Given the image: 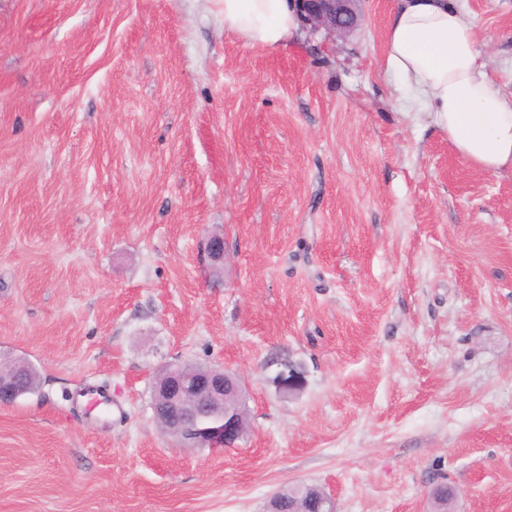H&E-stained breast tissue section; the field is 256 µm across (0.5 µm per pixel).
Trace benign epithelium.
Segmentation results:
<instances>
[{
	"label": "benign epithelium",
	"instance_id": "1",
	"mask_svg": "<svg viewBox=\"0 0 512 512\" xmlns=\"http://www.w3.org/2000/svg\"><path fill=\"white\" fill-rule=\"evenodd\" d=\"M306 28L324 40H345L358 28L361 3L364 0H295ZM207 254L214 270L224 267V239L210 238ZM27 361L16 359L0 366V405L13 403L18 392L15 373L24 369ZM242 390L240 379L220 368L200 371L185 370L180 366L166 367L156 378L154 398L169 416L168 433L184 447L234 448L246 432L241 414L225 409L224 401L231 393ZM202 408L215 418L219 426L212 431L198 430L193 424L192 409Z\"/></svg>",
	"mask_w": 512,
	"mask_h": 512
}]
</instances>
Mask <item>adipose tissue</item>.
<instances>
[{
	"instance_id": "obj_1",
	"label": "adipose tissue",
	"mask_w": 512,
	"mask_h": 512,
	"mask_svg": "<svg viewBox=\"0 0 512 512\" xmlns=\"http://www.w3.org/2000/svg\"><path fill=\"white\" fill-rule=\"evenodd\" d=\"M224 30L252 47L295 44L302 18L294 0H220ZM382 65L471 166L512 172V96L488 73L475 27L457 0H395Z\"/></svg>"
}]
</instances>
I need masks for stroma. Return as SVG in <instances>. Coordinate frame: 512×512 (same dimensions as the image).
I'll list each match as a JSON object with an SVG mask.
<instances>
[{
  "mask_svg": "<svg viewBox=\"0 0 512 512\" xmlns=\"http://www.w3.org/2000/svg\"><path fill=\"white\" fill-rule=\"evenodd\" d=\"M392 5L270 52L218 0H0V512H512V175L408 110ZM463 5L511 95L512 0ZM176 363L241 376L236 447L160 429ZM27 361L22 359H15L6 366H0V405H8L13 403L17 397L18 392L15 388L14 382L15 373L19 370L25 369ZM281 490L283 491L285 498L288 500L285 506L287 510L289 504L290 510L293 511L324 512L326 509L324 504L325 498L332 505L331 510L328 512L336 511L334 498L322 489L323 497L316 489L307 484H290L282 487Z\"/></svg>",
  "mask_w": 512,
  "mask_h": 512,
  "instance_id": "obj_1",
  "label": "stroma"
}]
</instances>
